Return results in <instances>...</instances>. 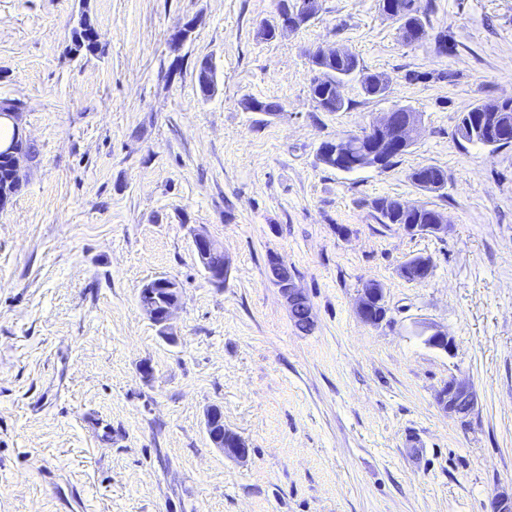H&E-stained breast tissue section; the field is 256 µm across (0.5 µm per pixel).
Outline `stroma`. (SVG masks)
I'll use <instances>...</instances> for the list:
<instances>
[{"instance_id": "obj_1", "label": "stroma", "mask_w": 512, "mask_h": 512, "mask_svg": "<svg viewBox=\"0 0 512 512\" xmlns=\"http://www.w3.org/2000/svg\"><path fill=\"white\" fill-rule=\"evenodd\" d=\"M276 4L0 0V99L24 102L37 152L0 211V512H491L512 489V145L456 131L474 104L512 98V0H419L425 34L409 44L379 0H320L268 39ZM84 16L102 51L75 56ZM334 44L388 76L386 95L355 77L347 110H318L311 56ZM398 107L423 125L391 169L320 162L323 142ZM429 165L440 191L408 178ZM382 197L437 209L447 233L380 224ZM194 227L224 249V287ZM273 254L311 332L268 280ZM418 255L431 276L405 280ZM164 276L181 287L173 343L139 302ZM370 280L376 325L355 311ZM431 326L451 352L426 344ZM453 377L478 398L464 422L435 401ZM212 406L246 459L213 447ZM192 238L198 262L210 282L217 287L224 286V280L229 271V263L224 257V251L201 230H192ZM215 258H222L223 261L214 263ZM268 273L272 284L285 298L291 317L293 318L298 311H302L306 324L313 326L309 300L302 289L297 287L286 262L280 256L271 255L268 259Z\"/></svg>"}]
</instances>
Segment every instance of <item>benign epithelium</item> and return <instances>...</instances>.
I'll return each instance as SVG.
<instances>
[{"label":"benign epithelium","instance_id":"1","mask_svg":"<svg viewBox=\"0 0 512 512\" xmlns=\"http://www.w3.org/2000/svg\"><path fill=\"white\" fill-rule=\"evenodd\" d=\"M319 9V0H300V6H295V0H279L277 8L278 21L268 28L272 34H282L298 29L300 16L313 18ZM23 103L18 100H3L0 102V120L9 122L15 129L17 138L26 141L28 136L22 126ZM422 125V116L418 112H402L396 108L383 113L373 121L372 127L383 133L396 137L394 144H389L390 138L378 139L375 144L353 142L347 136H341L333 141L322 144L320 153L327 158L340 162L354 159L352 166L363 169L378 170L385 162L386 154L391 150L402 151L415 141ZM0 153L10 158L9 184L0 187V209H4L12 200L10 189L18 184L24 185L22 165L29 161L25 149L15 145H1ZM403 229L408 233L423 232L438 236L448 230V219L441 213L435 215L432 224H405ZM193 244L199 264L206 272L210 282L217 287L224 286L229 271V263L224 260V251L205 232L192 231ZM268 273L272 284L285 298L290 315L303 312L306 324L313 325L312 308L302 289L298 288L294 276L286 262L278 255L268 259ZM163 292L161 301L155 304H143L141 308L149 319L161 329H167L174 309L179 303V285L176 280L168 277H158L146 283L142 291L150 293L153 290ZM384 302V288L376 281H367L360 289L356 306V314L367 323L376 324L381 316L374 314L373 302ZM427 344L446 353L452 350L453 341L448 333L441 329H430L426 337ZM436 404L440 411L447 416L460 420L469 418L478 407L477 395L473 386L466 380L451 378L437 392ZM205 427L212 444L225 454L237 458H245L248 448L245 441L235 433L224 428V417L221 410L211 407L206 412Z\"/></svg>","mask_w":512,"mask_h":512}]
</instances>
